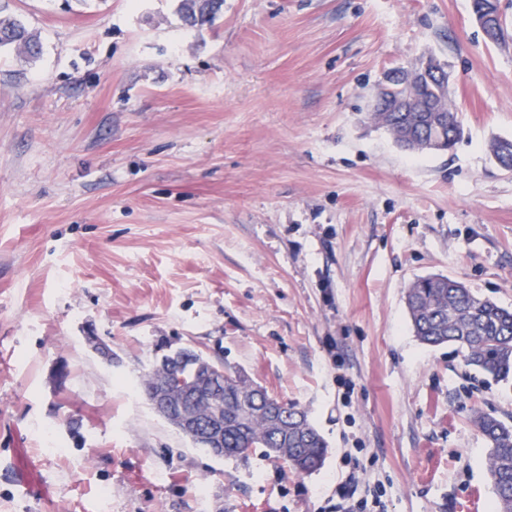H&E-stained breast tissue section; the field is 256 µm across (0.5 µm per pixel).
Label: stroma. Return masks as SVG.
<instances>
[{"mask_svg": "<svg viewBox=\"0 0 512 512\" xmlns=\"http://www.w3.org/2000/svg\"><path fill=\"white\" fill-rule=\"evenodd\" d=\"M0 8L41 43L0 49V512H336L352 475L355 512H491L471 413L512 420V384L421 344L405 291L512 308V39L470 0H224L197 28L178 0ZM426 54L456 76L445 153L367 115ZM183 347L306 407L323 468L214 458L129 397ZM484 2L485 6L493 11H500L503 16V12L501 10L500 0H477ZM485 8L480 3L473 2V11L474 17L480 28L482 29L484 35L489 40L492 39L495 35L498 34V22L496 16L489 13L488 9Z\"/></svg>", "mask_w": 512, "mask_h": 512, "instance_id": "stroma-1", "label": "stroma"}]
</instances>
